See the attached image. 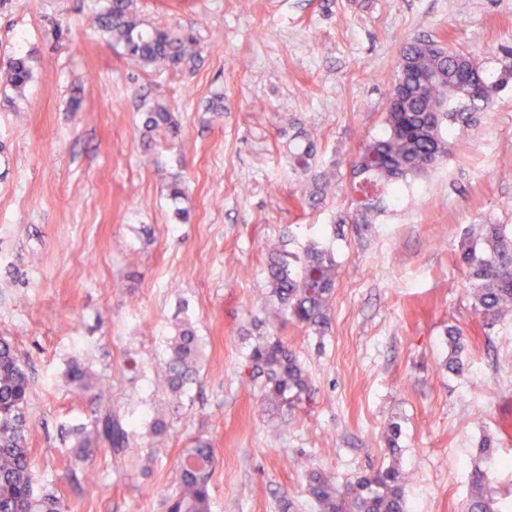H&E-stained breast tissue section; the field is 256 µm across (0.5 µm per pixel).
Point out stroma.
<instances>
[{"label": "stroma", "mask_w": 512, "mask_h": 512, "mask_svg": "<svg viewBox=\"0 0 512 512\" xmlns=\"http://www.w3.org/2000/svg\"><path fill=\"white\" fill-rule=\"evenodd\" d=\"M103 3L0 0V55L32 70L24 92L0 94V337L31 379L40 486L68 512H165L185 449L204 438L212 512H316L309 470L342 485L394 460L412 476L408 512H467L488 440L501 460L489 480L512 491V318L483 326L458 261L472 225L512 224V84L414 195L364 211L351 169L360 142L384 130L404 43L429 38L502 70L512 0H138L151 24L192 27L191 72L143 68L109 47L90 22ZM217 94L219 118L205 110ZM155 101L178 133L149 149L143 105ZM300 132L316 148L313 173L332 182L315 206L308 176L282 162ZM363 211L367 230L333 236L339 217ZM287 225L302 231L287 251L329 239L338 278L323 336L281 331L313 388L281 411L244 382L242 360L270 333L263 246ZM179 318L203 357L174 407L157 380ZM451 326L466 337L458 373L445 366ZM74 364L101 392L67 385ZM108 413L129 433L125 453L78 458L73 428ZM392 424L395 459L382 439Z\"/></svg>", "instance_id": "1"}]
</instances>
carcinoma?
<instances>
[{"label": "carcinoma", "instance_id": "obj_1", "mask_svg": "<svg viewBox=\"0 0 512 512\" xmlns=\"http://www.w3.org/2000/svg\"><path fill=\"white\" fill-rule=\"evenodd\" d=\"M91 22L132 63L142 67H166L191 71L200 59L192 29L171 30L145 22L137 0H107ZM512 78V67L500 73L485 70L471 55L416 39L405 46L398 61L396 81L408 88L398 109L385 112L386 135L364 141L352 161L361 177L359 190L372 189L398 198L410 179L425 173L448 156L450 140L477 122L498 92ZM32 79L23 57L8 59L0 69V83L22 91ZM144 138L148 146L163 144L176 134L174 115L163 104L145 106ZM313 145L296 143L286 149L283 162L298 174L311 170ZM283 243L266 244L270 297L277 305L266 309L263 323L282 326L293 322L323 335L328 326L329 304L337 281V265L328 244L310 242L303 248L300 265L293 268L284 258ZM459 262L465 271V288L473 310L485 325L493 327L512 316V227L480 224L464 239ZM451 356L448 371L462 370V332L448 329ZM201 350L199 337L188 323L176 326L170 356L159 385L175 397L196 381ZM246 381L263 379L265 400L290 406L312 391L311 381L296 355L278 336H268L244 358ZM68 384L78 392L99 389L97 378L75 365ZM30 377L11 344L0 339V512H66L54 491L38 492L28 448L26 412ZM73 447L80 454L106 444L119 454L127 448L128 432L118 419L105 415L91 430L73 432ZM214 448L197 440L185 450L180 463L179 486L166 504V512H211L210 476ZM497 462L492 444L484 442L470 474L469 512H509L490 487L488 468ZM409 475L388 466L365 473L338 486L320 471L309 472V492L317 512H406L405 487Z\"/></svg>", "mask_w": 512, "mask_h": 512}]
</instances>
